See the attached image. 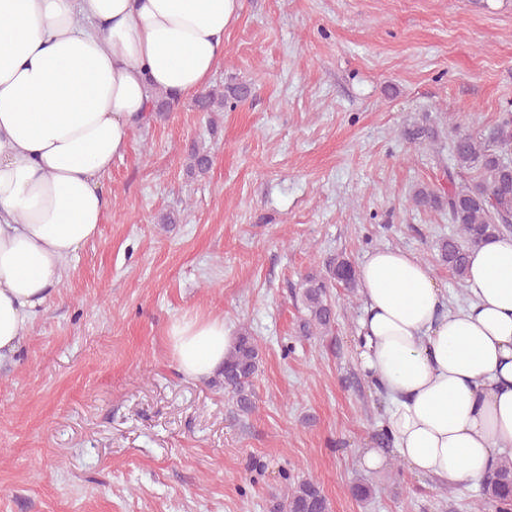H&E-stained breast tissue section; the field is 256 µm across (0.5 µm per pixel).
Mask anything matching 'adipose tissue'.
<instances>
[{"label": "adipose tissue", "mask_w": 512, "mask_h": 512, "mask_svg": "<svg viewBox=\"0 0 512 512\" xmlns=\"http://www.w3.org/2000/svg\"><path fill=\"white\" fill-rule=\"evenodd\" d=\"M240 0H0V365L45 310L64 264L99 233L103 179L156 96L199 94L224 59ZM357 365L412 473L481 482L512 450V235L469 253L449 307L416 254L358 268ZM177 370L212 378L236 339L220 318L169 332Z\"/></svg>", "instance_id": "ef3b65f1"}]
</instances>
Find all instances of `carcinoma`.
Here are the masks:
<instances>
[{
    "mask_svg": "<svg viewBox=\"0 0 512 512\" xmlns=\"http://www.w3.org/2000/svg\"><path fill=\"white\" fill-rule=\"evenodd\" d=\"M249 87L243 83L228 85L222 90H206L195 98L200 112L224 109L228 97L244 99ZM408 140L416 143L436 142L438 131L424 124L405 130ZM512 150V113L504 112L486 138L457 129L448 147L453 164L448 166V193L441 194L422 186L413 196L416 206L443 211L448 223L457 227V236L438 243L440 260L448 266L460 283H465L467 255L470 248L505 232H512V162L505 158ZM475 173L474 184H456L462 171ZM355 290L359 279L350 260L336 258L328 264L326 275L309 276L302 291V304L309 318L305 327L330 332L335 321L334 306L329 301L328 288L334 283ZM259 369V349L247 332L238 336L233 349L224 357V369L219 373L224 391L231 394L237 410L249 413L255 408L252 379ZM488 506L497 512H512V458L504 456L491 475L482 483V499L477 512ZM280 512H329V503L320 485L311 478L294 482Z\"/></svg>",
    "mask_w": 512,
    "mask_h": 512,
    "instance_id": "cac0c4a2",
    "label": "carcinoma"
}]
</instances>
